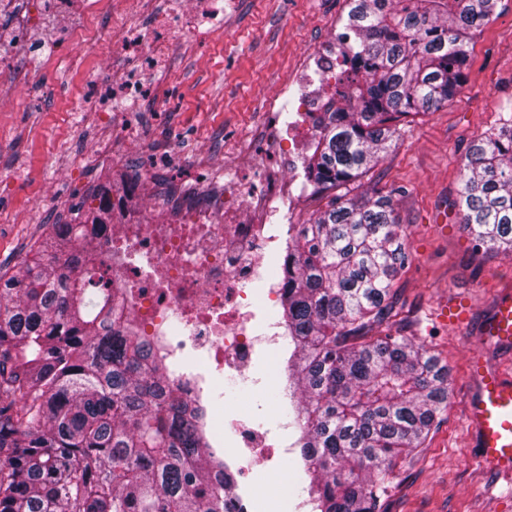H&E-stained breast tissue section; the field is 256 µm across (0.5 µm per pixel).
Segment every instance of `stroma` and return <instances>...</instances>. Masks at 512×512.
I'll return each instance as SVG.
<instances>
[{"instance_id":"obj_1","label":"stroma","mask_w":512,"mask_h":512,"mask_svg":"<svg viewBox=\"0 0 512 512\" xmlns=\"http://www.w3.org/2000/svg\"><path fill=\"white\" fill-rule=\"evenodd\" d=\"M346 0H236L224 29L195 47L175 48L167 70L137 115L140 141L127 145L117 119L95 106L127 57L117 55L105 16L89 21L90 41L68 40L38 56L10 45L13 71L0 73V267L21 261L66 224L74 207L104 182L138 178L146 158L165 150L170 163L143 188L167 197L199 191V175L241 168L238 141L264 126V97L287 85L298 63L313 66L334 51ZM512 118V0L469 47L466 79L454 99L410 119L362 180L395 190L411 264L398 275V316L388 331L425 343L448 367L451 395L443 420L422 448L400 458L387 512H512V485L483 470L465 420L470 358L512 366V354L478 339L501 288L512 286V257L474 252L459 207L462 162L488 129ZM465 304L469 328L442 320ZM269 385L240 389L254 424L277 429Z\"/></svg>"}]
</instances>
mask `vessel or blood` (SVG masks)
<instances>
[{
	"instance_id": "vessel-or-blood-1",
	"label": "vessel or blood",
	"mask_w": 512,
	"mask_h": 512,
	"mask_svg": "<svg viewBox=\"0 0 512 512\" xmlns=\"http://www.w3.org/2000/svg\"><path fill=\"white\" fill-rule=\"evenodd\" d=\"M482 340L512 348V291H501L479 329ZM473 386L466 420L477 458L487 471L512 479V373L491 369L481 355L471 358Z\"/></svg>"
}]
</instances>
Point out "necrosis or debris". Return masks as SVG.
I'll return each mask as SVG.
<instances>
[{
  "label": "necrosis or debris",
  "instance_id": "obj_1",
  "mask_svg": "<svg viewBox=\"0 0 512 512\" xmlns=\"http://www.w3.org/2000/svg\"><path fill=\"white\" fill-rule=\"evenodd\" d=\"M73 12V0H30L9 40L28 39L48 20ZM224 19L221 0H112L109 24L120 47L139 52V69L112 82V107L140 109L152 75L167 65L177 41L205 40ZM311 138L288 140L287 165H264L229 174L204 200L174 205L130 203L137 186L112 190V224L96 241L112 278V301L123 325L146 339L170 385L188 400L230 488L231 512H262L254 471L297 460L295 443L256 428L238 401L217 402L221 379L257 382L265 359L281 392L294 404L288 370V328L279 314L287 273L288 241L298 219L286 209V171L298 168Z\"/></svg>",
  "mask_w": 512,
  "mask_h": 512
}]
</instances>
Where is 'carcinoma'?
<instances>
[{
    "instance_id": "carcinoma-1",
    "label": "carcinoma",
    "mask_w": 512,
    "mask_h": 512,
    "mask_svg": "<svg viewBox=\"0 0 512 512\" xmlns=\"http://www.w3.org/2000/svg\"><path fill=\"white\" fill-rule=\"evenodd\" d=\"M499 0H347L336 89L315 124L305 178L333 191L288 252L283 316L303 395L313 512H382L397 460L422 447L448 408V369L425 344L372 336L411 264L394 192H357L398 124L450 102L469 45ZM112 184L56 253L31 245L0 268V512H229L194 411L124 335L95 238L112 223ZM464 224L478 250L512 254V124L463 162Z\"/></svg>"
}]
</instances>
